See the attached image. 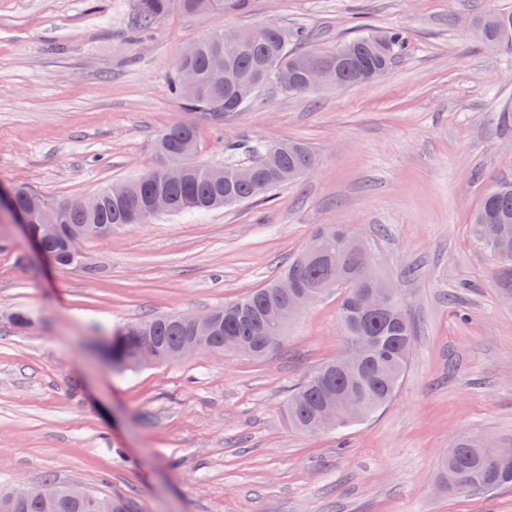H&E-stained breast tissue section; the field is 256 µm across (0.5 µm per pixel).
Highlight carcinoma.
Instances as JSON below:
<instances>
[{
  "label": "carcinoma",
  "mask_w": 512,
  "mask_h": 512,
  "mask_svg": "<svg viewBox=\"0 0 512 512\" xmlns=\"http://www.w3.org/2000/svg\"><path fill=\"white\" fill-rule=\"evenodd\" d=\"M247 0H136L135 29L148 32L173 5L182 11L207 16L217 11H241ZM481 42L512 54V6L473 19ZM245 44L224 41V30L213 29L194 43V50L179 56L171 90L180 108L198 114L214 125L245 110L255 95L270 88L308 95L317 89L307 84V70L322 65L337 71L343 87L370 82L387 73L406 50L399 31L354 36L331 50L310 46L302 30L290 31L275 23L238 30ZM224 72L225 85L216 89L212 74ZM164 162L121 184L117 194L109 185L79 203L58 204L21 187L20 208L32 213V225L74 224L96 238L99 224L117 227L127 215L142 210L140 223L154 219L147 201L157 193L171 203V212H202L231 207L269 196L298 180L316 164V153L305 142H229L224 165L212 167L195 161L197 125L189 120L168 126L157 139ZM256 160L241 163L239 155ZM475 243L491 257L501 274L512 280V254L495 250L501 239L512 240V181L499 180L486 191L472 225ZM380 262L370 244L364 254L350 240V227L321 224L309 242L264 285L213 310L223 331L218 338L182 326L184 315L141 319L112 334V355L123 360L144 338L154 342L155 363L177 360L176 351L189 341L203 344L204 352L239 354L236 345L250 347L247 357L261 359L277 349L288 325L301 313L295 299L300 294L314 304L336 295L344 337L340 352L345 365L331 358L315 368L288 394L283 414L292 429L312 434L322 411L334 416L330 428L341 429L362 421L395 396L413 354L416 325L407 313L393 282L379 272ZM512 448L497 449L488 441L463 437L442 457L438 483L450 493L512 484ZM56 489L52 500L41 489ZM0 512H94L89 503L75 500L68 487L45 479L36 486H0Z\"/></svg>",
  "instance_id": "obj_1"
}]
</instances>
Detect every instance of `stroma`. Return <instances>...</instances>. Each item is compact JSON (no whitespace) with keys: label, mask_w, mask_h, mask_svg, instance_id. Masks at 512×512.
I'll use <instances>...</instances> for the list:
<instances>
[{"label":"stroma","mask_w":512,"mask_h":512,"mask_svg":"<svg viewBox=\"0 0 512 512\" xmlns=\"http://www.w3.org/2000/svg\"><path fill=\"white\" fill-rule=\"evenodd\" d=\"M512 0H249L206 18L173 8L147 39L135 0H0V184L75 201L137 178L184 119L176 59L207 30L272 21L320 48L403 31L381 79L313 96L263 92L215 128L226 142L298 140L317 165L267 200L165 213L41 257L0 213V485L46 478L130 512H512V487L450 494L461 437L512 448V299L471 238L492 183L512 179V58L471 26ZM322 224L359 226L417 327L395 399L342 431L301 434L288 393L343 345L335 298L256 361L203 353L135 371L95 352L144 317L202 313L260 287ZM28 322L16 326L15 312Z\"/></svg>","instance_id":"35a3bbf8"}]
</instances>
